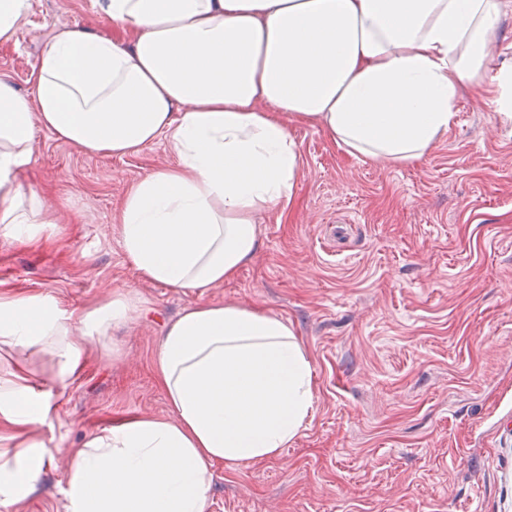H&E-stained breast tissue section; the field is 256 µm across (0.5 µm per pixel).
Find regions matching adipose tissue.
Instances as JSON below:
<instances>
[{
    "mask_svg": "<svg viewBox=\"0 0 512 512\" xmlns=\"http://www.w3.org/2000/svg\"><path fill=\"white\" fill-rule=\"evenodd\" d=\"M127 34L80 29L44 44L23 94L0 77V227L37 234L46 216L18 177L33 125L87 152L136 155L165 140L175 166L131 185L115 217L143 281L205 294L261 248L258 226L301 171L289 124L351 154L404 166L453 123L465 83L512 112V64L496 62L505 0H97ZM138 302L126 292L65 310L0 293V349H39L50 379L0 375V512H24L55 459L40 429L58 392ZM155 380L170 413L100 428L68 454L65 512H209L217 467L276 456L313 405L293 330L259 307L200 300L160 337Z\"/></svg>",
    "mask_w": 512,
    "mask_h": 512,
    "instance_id": "1",
    "label": "adipose tissue"
}]
</instances>
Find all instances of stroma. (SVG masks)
Segmentation results:
<instances>
[{"mask_svg":"<svg viewBox=\"0 0 512 512\" xmlns=\"http://www.w3.org/2000/svg\"><path fill=\"white\" fill-rule=\"evenodd\" d=\"M110 39L94 0H29L0 76L20 93L61 29ZM291 132L301 175L281 220L236 278L205 296L142 281L113 216L129 186L176 164L165 141L118 158L36 129L20 176L43 201L41 237L0 232V291L80 308L115 291L142 304L90 345L44 430L58 451L25 512H65L66 454L113 419L164 416L152 373L166 327L197 299L250 303L288 322L314 370L296 438L261 462L218 468L210 512H512V115L465 84L453 125L418 162L350 154L316 126Z\"/></svg>","mask_w":512,"mask_h":512,"instance_id":"obj_1","label":"stroma"}]
</instances>
